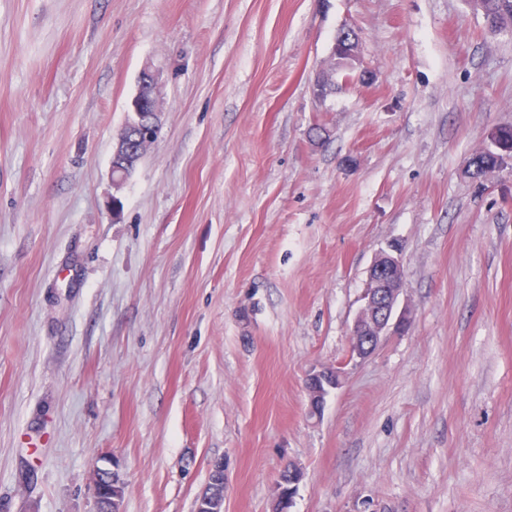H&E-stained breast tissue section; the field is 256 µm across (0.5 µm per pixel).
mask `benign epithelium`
Segmentation results:
<instances>
[{
    "label": "benign epithelium",
    "mask_w": 512,
    "mask_h": 512,
    "mask_svg": "<svg viewBox=\"0 0 512 512\" xmlns=\"http://www.w3.org/2000/svg\"><path fill=\"white\" fill-rule=\"evenodd\" d=\"M337 50L352 57H359L354 41L353 30L343 28L338 32ZM140 87L146 92V99L152 102L154 117L139 126L136 144L141 153H146L158 140L161 131L159 85L155 75L145 72L140 79ZM489 140L497 143L498 159L495 165L485 172L512 166V138L504 140L501 128L489 132ZM405 288V272L397 255L382 252L371 263L361 294V304L354 317L350 332L348 360H363L371 355L385 336L405 330L410 324L411 313L406 307L398 308L399 298ZM346 375L345 365L323 367L309 373L305 380L310 411L317 414L326 396L341 386ZM224 486V468H219L213 487H205L197 496L199 505L196 512H224V496L219 488ZM126 485L120 475L109 469L98 468L94 473V494L96 512H120V504L125 496Z\"/></svg>",
    "instance_id": "1"
}]
</instances>
